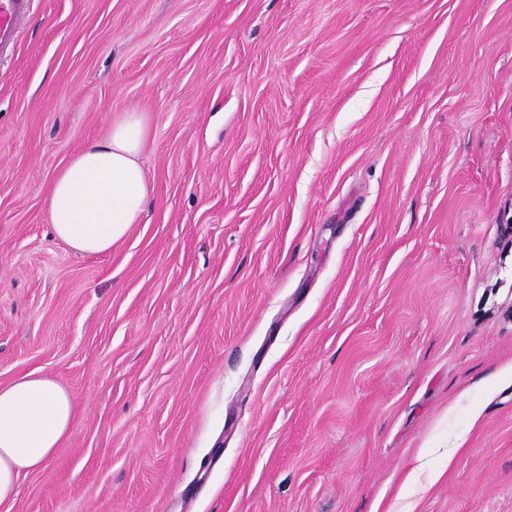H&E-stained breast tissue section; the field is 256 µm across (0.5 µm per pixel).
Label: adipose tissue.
<instances>
[{
    "instance_id": "1",
    "label": "adipose tissue",
    "mask_w": 512,
    "mask_h": 512,
    "mask_svg": "<svg viewBox=\"0 0 512 512\" xmlns=\"http://www.w3.org/2000/svg\"><path fill=\"white\" fill-rule=\"evenodd\" d=\"M148 139L143 113H121L54 175L47 195L54 237L84 255L125 241L152 190L142 163ZM73 423L72 397L56 378L31 372L0 386V504L16 497L22 474L50 464Z\"/></svg>"
}]
</instances>
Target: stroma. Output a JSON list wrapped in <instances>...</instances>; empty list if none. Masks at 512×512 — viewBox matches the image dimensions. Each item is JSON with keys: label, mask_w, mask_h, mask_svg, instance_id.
<instances>
[{"label": "stroma", "mask_w": 512, "mask_h": 512, "mask_svg": "<svg viewBox=\"0 0 512 512\" xmlns=\"http://www.w3.org/2000/svg\"><path fill=\"white\" fill-rule=\"evenodd\" d=\"M131 109L143 219L78 254L49 183ZM509 366L512 0H32L0 385L75 423L0 512H512Z\"/></svg>", "instance_id": "35a3bbf8"}]
</instances>
